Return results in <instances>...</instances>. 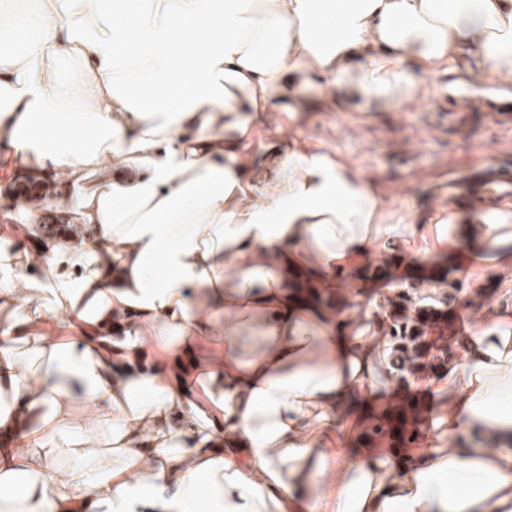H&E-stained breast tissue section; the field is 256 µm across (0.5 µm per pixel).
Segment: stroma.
Returning a JSON list of instances; mask_svg holds the SVG:
<instances>
[{
  "label": "stroma",
  "mask_w": 512,
  "mask_h": 512,
  "mask_svg": "<svg viewBox=\"0 0 512 512\" xmlns=\"http://www.w3.org/2000/svg\"><path fill=\"white\" fill-rule=\"evenodd\" d=\"M446 72L428 78L419 102L380 108L376 112H333L315 107L302 113L297 127L305 137L335 153L362 174L379 179L385 191L384 211L391 227L381 233L368 255L371 267L390 269L389 277L371 280L361 290L366 324L375 325L388 298L405 295L409 307L436 305L456 329L448 346L454 358L485 312L512 311V265L486 263L463 269L438 241L433 219L448 204V182L486 168L512 169V119L489 110L473 113L459 125L439 85ZM415 219L418 232L404 238L399 227ZM388 370L378 379V397L365 405L366 420L352 429L341 450L388 448L400 455L425 447L436 432L435 412L447 407L448 393L426 394L420 378Z\"/></svg>",
  "instance_id": "obj_1"
}]
</instances>
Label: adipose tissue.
<instances>
[{
  "mask_svg": "<svg viewBox=\"0 0 512 512\" xmlns=\"http://www.w3.org/2000/svg\"><path fill=\"white\" fill-rule=\"evenodd\" d=\"M459 62L512 77V0H0V144L93 229L0 226V429L20 403L34 425L0 448V512H512L510 313L449 367L426 448L336 451L385 346L292 281L355 278L384 191L264 126L317 82L367 112ZM438 223L468 261L512 263V202ZM182 349L188 371L140 366Z\"/></svg>",
  "mask_w": 512,
  "mask_h": 512,
  "instance_id": "obj_1",
  "label": "adipose tissue"
}]
</instances>
